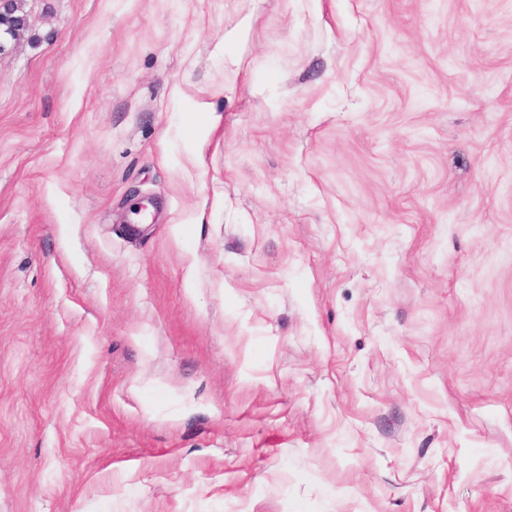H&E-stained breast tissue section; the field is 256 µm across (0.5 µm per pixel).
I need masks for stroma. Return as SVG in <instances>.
<instances>
[{
  "label": "stroma",
  "mask_w": 512,
  "mask_h": 512,
  "mask_svg": "<svg viewBox=\"0 0 512 512\" xmlns=\"http://www.w3.org/2000/svg\"><path fill=\"white\" fill-rule=\"evenodd\" d=\"M19 2L0 512H512V0Z\"/></svg>",
  "instance_id": "obj_1"
}]
</instances>
